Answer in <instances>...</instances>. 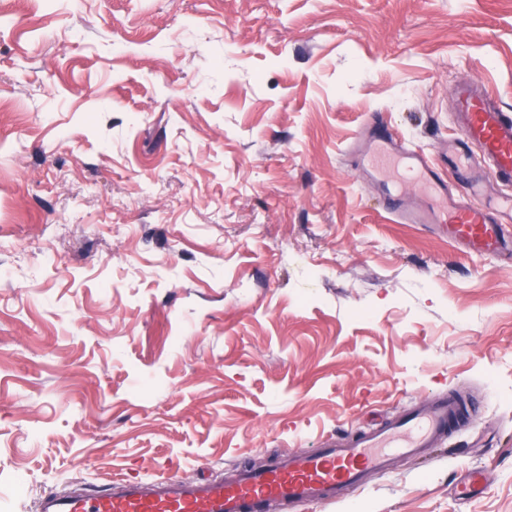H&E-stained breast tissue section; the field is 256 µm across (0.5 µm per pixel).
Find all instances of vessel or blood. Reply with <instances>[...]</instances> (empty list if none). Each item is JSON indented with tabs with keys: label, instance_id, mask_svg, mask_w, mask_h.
I'll list each match as a JSON object with an SVG mask.
<instances>
[{
	"label": "vessel or blood",
	"instance_id": "vessel-or-blood-1",
	"mask_svg": "<svg viewBox=\"0 0 512 512\" xmlns=\"http://www.w3.org/2000/svg\"><path fill=\"white\" fill-rule=\"evenodd\" d=\"M451 94L457 103L456 123L462 138L452 153L462 157L478 148L481 168L470 171V182L481 172L512 180V116L491 104L476 85L458 83ZM375 154L364 155L363 166L388 160L401 166L407 182L441 191L443 178L420 150L393 135L372 134ZM385 208L405 224H443L448 239L469 254L512 256V199L497 213L453 197L442 199L440 210L411 207L404 195L390 193ZM465 418L452 396L414 406L384 426L325 439L319 448L291 454L258 470H231L199 481L167 474L127 480L94 491L49 492L37 512H290L296 506L336 503L348 489L371 474L388 472L400 455L418 456L437 447Z\"/></svg>",
	"mask_w": 512,
	"mask_h": 512
}]
</instances>
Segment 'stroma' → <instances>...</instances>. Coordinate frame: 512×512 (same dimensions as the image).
I'll return each instance as SVG.
<instances>
[{
  "instance_id": "1",
  "label": "stroma",
  "mask_w": 512,
  "mask_h": 512,
  "mask_svg": "<svg viewBox=\"0 0 512 512\" xmlns=\"http://www.w3.org/2000/svg\"><path fill=\"white\" fill-rule=\"evenodd\" d=\"M462 81L512 115V0H0V512L460 388L430 456L300 512H512V263L357 168L374 116L498 209L439 156Z\"/></svg>"
}]
</instances>
